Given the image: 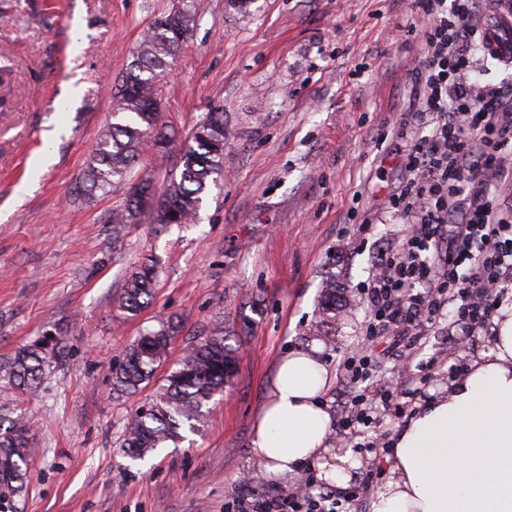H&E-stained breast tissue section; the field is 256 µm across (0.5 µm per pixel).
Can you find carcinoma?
Instances as JSON below:
<instances>
[{"label": "carcinoma", "instance_id": "1", "mask_svg": "<svg viewBox=\"0 0 512 512\" xmlns=\"http://www.w3.org/2000/svg\"><path fill=\"white\" fill-rule=\"evenodd\" d=\"M197 0L173 8L151 23L137 45L133 60L116 87L114 122L103 126L97 145L84 172V191L93 197L112 184L127 180L132 167L156 146L170 149L168 120L156 103L155 79L165 71L188 38L197 20ZM228 130L224 112L215 109L193 129L179 150V174L161 187L149 180L142 190L153 191L148 207L126 198L123 207L112 212V223L128 224L145 211L154 223L167 225L195 223L203 197L210 186L224 179V150ZM159 273L155 258L142 261L127 276L121 307L135 314L153 298ZM179 331L173 321L145 330L129 348L125 359L112 371L113 389L131 394L150 380L168 353L170 341ZM237 350L226 344L224 324L213 325L209 333L190 345L177 367L164 378L148 402L128 422L121 448L126 457L143 461L159 448L178 444L181 430L193 431L205 415L212 398L224 392L238 370ZM46 365L43 347L34 344L0 363V378L19 389L35 386ZM35 456L29 427L24 419L0 427V510L15 512L16 499L27 489Z\"/></svg>", "mask_w": 512, "mask_h": 512}]
</instances>
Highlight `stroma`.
<instances>
[{
	"label": "stroma",
	"instance_id": "1",
	"mask_svg": "<svg viewBox=\"0 0 512 512\" xmlns=\"http://www.w3.org/2000/svg\"><path fill=\"white\" fill-rule=\"evenodd\" d=\"M177 2L0 0V362L32 344L47 352L36 388L0 379V405L31 421L37 450L16 512H225L239 483L289 492L301 475L312 492L330 489L309 463L294 474L258 470L250 441L281 357L325 319L326 280L337 295L323 357L335 368L363 335V283L410 230L385 199L401 182L400 148L429 131L411 110L407 78L425 22L415 0H246L240 9L203 0L156 87L171 149L147 154L133 176L169 180L192 128L219 105L232 132L224 184L196 223L141 216L117 229L127 186L90 198L83 172L138 41ZM397 23L416 34L396 39ZM150 255L158 287L127 315L118 306L125 275ZM167 319L180 331L165 363L137 393L114 394L126 348ZM218 320L240 361L203 427L145 460L124 457L128 420ZM493 334L489 324L462 331L448 311L422 330L416 360L437 364L411 406L447 389L453 368L467 370ZM393 340L374 342L379 389L406 377ZM396 428L380 417L354 483L384 485L382 449Z\"/></svg>",
	"mask_w": 512,
	"mask_h": 512
}]
</instances>
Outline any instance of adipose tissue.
Returning <instances> with one entry per match:
<instances>
[{
  "label": "adipose tissue",
  "instance_id": "obj_1",
  "mask_svg": "<svg viewBox=\"0 0 512 512\" xmlns=\"http://www.w3.org/2000/svg\"><path fill=\"white\" fill-rule=\"evenodd\" d=\"M467 373L420 405L391 442L389 479L369 512H512V305ZM319 342L278 365L251 439L250 459L271 473L317 463L346 488L360 463L330 442L331 415L320 401L333 375Z\"/></svg>",
  "mask_w": 512,
  "mask_h": 512
}]
</instances>
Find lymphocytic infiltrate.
I'll use <instances>...</instances> for the list:
<instances>
[{
	"mask_svg": "<svg viewBox=\"0 0 512 512\" xmlns=\"http://www.w3.org/2000/svg\"><path fill=\"white\" fill-rule=\"evenodd\" d=\"M428 20L424 54L414 74L416 112L430 115L428 134L406 143L403 182L389 195L390 209L409 220L402 244L380 258L381 271L364 286L369 302L365 336L389 331L414 349L413 333L434 325L455 305L463 328L483 327L512 295V206L490 192L487 178L511 181L504 160L512 154V85L490 89L469 82V47L484 43L485 31L472 0H417ZM375 360L361 347L342 363L356 389L336 427L367 433L373 406L394 419L405 413L404 392L373 391ZM361 494L279 492L256 496L239 488L229 512H350Z\"/></svg>",
	"mask_w": 512,
	"mask_h": 512,
	"instance_id": "lymphocytic-infiltrate-1",
	"label": "lymphocytic infiltrate"
}]
</instances>
